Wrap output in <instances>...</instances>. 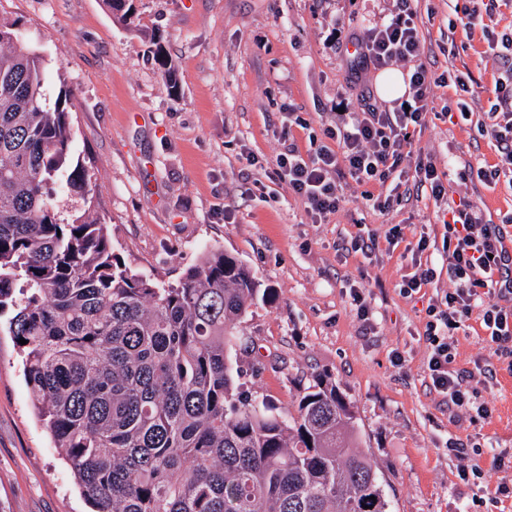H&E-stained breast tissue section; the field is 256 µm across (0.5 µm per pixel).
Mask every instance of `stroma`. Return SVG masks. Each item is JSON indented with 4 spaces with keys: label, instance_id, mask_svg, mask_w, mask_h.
I'll return each mask as SVG.
<instances>
[{
    "label": "stroma",
    "instance_id": "1",
    "mask_svg": "<svg viewBox=\"0 0 512 512\" xmlns=\"http://www.w3.org/2000/svg\"><path fill=\"white\" fill-rule=\"evenodd\" d=\"M128 26L106 0H0V18L17 22L45 56L51 94L75 93L73 151L93 176L112 249L133 272L174 284L211 249L245 263L272 299L257 301L239 329L235 357L245 395L294 411L316 375L331 377L355 414L360 448L374 461L392 512H512V366L493 355L477 317L454 341L456 370L490 416L469 421L430 388L424 336L428 300L398 289L403 260L383 237L403 227L405 242L441 235L443 214L422 196L388 215L366 207L364 192L388 184L348 182L349 198L326 223H311L303 203L276 175L277 129L289 108L291 139L321 134L320 115L338 97L367 95L383 106L377 69L351 72V39L390 0H132ZM465 0H418L422 59L435 74L471 72L478 86L469 121L453 126L455 88L438 87L414 151L435 161L449 195H468L486 220L512 217V182L496 188L461 182L465 167L493 168L496 144L478 128L498 76L481 30L448 35ZM175 68L170 92L154 58ZM251 153L256 163L247 165ZM380 235L373 260L349 251L360 227ZM371 289L373 319L363 326L350 285ZM493 376H484L485 367ZM479 444L449 453L450 442ZM479 467L480 477L461 480ZM70 467L40 421L21 356L0 330V512H88Z\"/></svg>",
    "mask_w": 512,
    "mask_h": 512
}]
</instances>
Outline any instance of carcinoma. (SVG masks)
I'll use <instances>...</instances> for the list:
<instances>
[{"instance_id":"1","label":"carcinoma","mask_w":512,"mask_h":512,"mask_svg":"<svg viewBox=\"0 0 512 512\" xmlns=\"http://www.w3.org/2000/svg\"><path fill=\"white\" fill-rule=\"evenodd\" d=\"M106 2L135 23L129 0ZM155 56L176 88L159 44ZM71 106L0 19V312L92 512H391L330 377L285 415L237 391L239 324L273 295L241 260L212 249L166 286L114 253ZM55 185L83 201L66 222Z\"/></svg>"}]
</instances>
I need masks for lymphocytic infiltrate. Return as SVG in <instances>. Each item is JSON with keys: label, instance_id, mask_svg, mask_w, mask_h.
I'll list each match as a JSON object with an SVG mask.
<instances>
[{"label": "lymphocytic infiltrate", "instance_id": "1", "mask_svg": "<svg viewBox=\"0 0 512 512\" xmlns=\"http://www.w3.org/2000/svg\"><path fill=\"white\" fill-rule=\"evenodd\" d=\"M394 2L388 20L364 29L358 39L360 53L353 64L359 70L368 66L381 69L397 63L409 65V92L404 104L356 112L351 102L340 101L341 111L325 125L322 137H310L304 150L289 144L278 156L276 174L288 183L316 224L325 223L345 203L344 182L348 179L367 184L396 178L395 188L385 198L368 193L363 196L365 206L383 215L415 189L447 205L441 257L450 288L426 309L429 376L433 389L452 405L484 417L487 408L476 403L473 392L463 389V376L452 367V337L465 319L479 314L495 355L512 360V251L504 245L503 229L485 223L472 201L449 196L435 162L419 160L413 168L402 167L403 161L412 156L417 131L425 125L435 87L449 81L467 93L473 77L468 73L435 76L420 60L423 50L414 0ZM499 2L469 0L461 18L448 22L452 33L459 29H481L487 53L499 69L494 101L486 121L480 125L482 134L495 141L501 160L500 169L478 170L479 180L489 184L499 178L501 171L512 172V32L499 34L489 25L498 12ZM430 247V237L424 232L410 248L405 259L407 271L398 284L403 297H411L432 285L436 271L422 263Z\"/></svg>", "mask_w": 512, "mask_h": 512}]
</instances>
